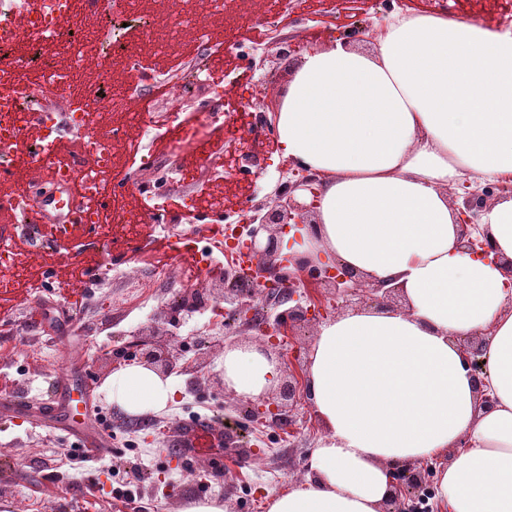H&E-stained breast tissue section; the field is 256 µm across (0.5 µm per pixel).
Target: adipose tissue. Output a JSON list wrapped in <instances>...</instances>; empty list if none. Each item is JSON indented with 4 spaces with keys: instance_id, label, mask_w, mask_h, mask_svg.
<instances>
[{
    "instance_id": "ef3b65f1",
    "label": "adipose tissue",
    "mask_w": 512,
    "mask_h": 512,
    "mask_svg": "<svg viewBox=\"0 0 512 512\" xmlns=\"http://www.w3.org/2000/svg\"><path fill=\"white\" fill-rule=\"evenodd\" d=\"M285 157L322 177L315 251L404 288L400 311L323 322L309 354L310 401L324 428L305 480L268 512H379L389 466L447 457V512H512V286L500 266L461 252L448 190L463 178L512 179V26L446 13L397 15L365 53H307L277 114ZM481 229L512 258V196ZM490 329L493 409L480 408L451 339ZM224 384L251 399L277 362L226 349ZM137 415L166 407L168 379L131 365L109 379Z\"/></svg>"
}]
</instances>
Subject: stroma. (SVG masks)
Segmentation results:
<instances>
[{"label":"stroma","mask_w":512,"mask_h":512,"mask_svg":"<svg viewBox=\"0 0 512 512\" xmlns=\"http://www.w3.org/2000/svg\"><path fill=\"white\" fill-rule=\"evenodd\" d=\"M437 4L492 29L501 28L512 9V0H224L205 38L182 34L163 54L155 47L167 38L176 11L196 10L198 0H132L124 28L109 31L96 16L87 18L81 69L88 83L136 89L140 101V114L103 116V128H115L118 135L112 140V175L98 194L103 210L124 209L137 227L97 225L65 246L38 249L20 223L0 222V236L23 263L15 286L0 288V336L10 339L0 350V369L9 368L20 380V393L36 402L50 381L63 378L68 358L87 362L98 382L97 416L112 434V455L84 461L64 434L9 420L0 411V512H81L92 487L100 491V512H112L109 492L122 483L130 484L150 512H183L190 502L214 498L224 512H266L270 496L306 477L323 433L310 401L297 406L291 424L250 421L247 399L225 389L221 367L225 346L239 338L237 323L208 309L185 313L175 302L193 286L192 259H168L177 280L160 283L134 302L116 278V260L127 258L151 273L147 261L157 238L177 240L215 218V210L201 207L200 191L234 194L223 216L235 222L268 202L278 182L301 177V169L273 149L276 114L298 62L281 56L283 44L311 52L341 42L370 52L376 46L370 31L389 17L425 14ZM254 29L260 37L247 41ZM109 47L128 48L145 76L129 78L131 64L104 63ZM201 64L223 69L222 84L206 79L173 99L170 81ZM175 105L180 122H162ZM213 115L218 123L198 141H179L180 123ZM170 195L181 197V206L167 203ZM91 260L107 277L93 283L85 304L63 326L46 318L41 328L32 327L33 304L57 301L44 271L56 270L62 280ZM154 321L178 347L182 369L170 376L174 394L164 409L131 416L109 400L104 384L108 371L125 368L120 352H138L141 331ZM189 423L207 424L225 436L218 464L201 474L196 460L174 454Z\"/></svg>","instance_id":"stroma-1"}]
</instances>
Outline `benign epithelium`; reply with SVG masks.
<instances>
[{
    "mask_svg": "<svg viewBox=\"0 0 512 512\" xmlns=\"http://www.w3.org/2000/svg\"><path fill=\"white\" fill-rule=\"evenodd\" d=\"M320 185V175L310 172L284 187H278L273 205L263 216L253 215L244 219L248 245L256 260L253 269L248 271L250 278L259 287L270 291L285 277L294 282V287L288 289V297L280 300V304L287 305V308L277 314L272 326L266 328L264 337L260 338L263 343L281 335L286 326L293 329L318 325L338 309L337 304L314 296L312 290L315 288L328 290L334 298L342 300L345 306L356 309L393 310L404 299L402 288L370 281L338 261L326 265L316 262L305 253L282 254L284 233L302 227L314 232ZM459 189L462 190L459 194L462 205L455 209V216L460 248L469 254L493 257L496 263L508 269L512 277V258L498 254L492 239L487 232L480 230L478 224L482 212L491 208L493 197L498 193L512 194V185L489 186L479 192L472 188L470 182L465 181L459 185ZM213 297L234 305L240 330L246 332L253 329L256 306L252 301L229 298L222 288L217 289ZM141 335L144 340L139 364L163 377L171 374L178 367L179 357L175 346L166 339L167 333L157 325H150L141 331ZM486 335L488 332L480 329L465 337L456 336L453 341L472 379L480 405L490 409L495 399L486 390ZM304 395L310 396L306 370L291 371L288 373V382L281 385L279 391L251 404L253 419L290 422L297 398ZM390 470L392 490L381 512H409L408 502L419 489L427 485L425 474L430 472V468L424 469L418 462H404L390 467Z\"/></svg>",
    "mask_w": 512,
    "mask_h": 512,
    "instance_id": "obj_1",
    "label": "benign epithelium"
}]
</instances>
